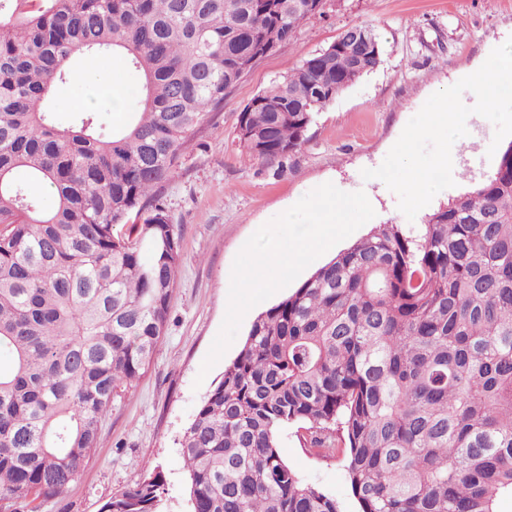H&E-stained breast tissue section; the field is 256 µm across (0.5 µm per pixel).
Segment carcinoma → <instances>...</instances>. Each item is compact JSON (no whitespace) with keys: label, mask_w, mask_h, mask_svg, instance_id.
Listing matches in <instances>:
<instances>
[{"label":"carcinoma","mask_w":512,"mask_h":512,"mask_svg":"<svg viewBox=\"0 0 512 512\" xmlns=\"http://www.w3.org/2000/svg\"><path fill=\"white\" fill-rule=\"evenodd\" d=\"M325 0H0V512H39L148 371L181 263L159 188L189 135ZM344 34L244 105L253 160L298 152L317 113L378 68ZM101 51L141 76L119 130L47 104ZM48 187L55 204L46 209ZM297 425L347 456L360 512H497L512 497V143L417 238L370 232L253 321L185 429L189 512H341L278 451ZM154 468L100 512H155Z\"/></svg>","instance_id":"1"}]
</instances>
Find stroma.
<instances>
[{
    "label": "stroma",
    "mask_w": 512,
    "mask_h": 512,
    "mask_svg": "<svg viewBox=\"0 0 512 512\" xmlns=\"http://www.w3.org/2000/svg\"><path fill=\"white\" fill-rule=\"evenodd\" d=\"M370 23L381 39L382 62L343 90L316 116L305 145L282 165L249 159L236 134L243 106L303 58L330 45L346 27ZM512 37V0H328L324 16L304 21L290 43L262 59L234 87L215 117L186 143L179 168L162 189V201L178 235L182 260L167 328L153 362L137 385L114 399L102 421L96 448L66 493L40 512H99L112 495L161 469L166 491L158 512H188L179 440L197 408L222 379L259 312L243 318L232 345L209 370L200 368L224 320L233 261L263 224L315 187L330 182L374 199V222L418 233L428 216L490 177L498 164L488 156L495 127L469 116L468 136L454 148L453 187L439 192L414 219L398 197L362 169L379 167L407 122L435 92L471 70ZM120 76L126 87L125 117L136 105L137 75L124 57L103 54L94 65L74 62L49 107L61 122L73 99ZM282 457L304 482L332 496L341 512H359L339 458L322 459L299 441L295 426L278 435Z\"/></svg>",
    "instance_id": "35a3bbf8"
}]
</instances>
